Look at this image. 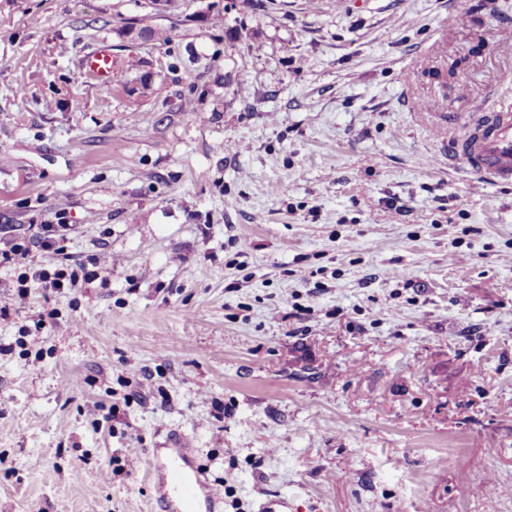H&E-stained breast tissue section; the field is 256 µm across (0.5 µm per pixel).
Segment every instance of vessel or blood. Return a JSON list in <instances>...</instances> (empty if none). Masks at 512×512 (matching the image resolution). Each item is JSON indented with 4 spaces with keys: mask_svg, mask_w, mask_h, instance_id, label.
I'll return each instance as SVG.
<instances>
[{
    "mask_svg": "<svg viewBox=\"0 0 512 512\" xmlns=\"http://www.w3.org/2000/svg\"><path fill=\"white\" fill-rule=\"evenodd\" d=\"M114 61L107 47L82 59V66L99 81L112 75ZM449 161H463L468 171L490 185H512V112L483 115L465 123L448 141ZM149 475L158 479L162 512H218L220 498L203 479L191 449L159 448L147 459Z\"/></svg>",
    "mask_w": 512,
    "mask_h": 512,
    "instance_id": "b4317fda",
    "label": "vessel or blood"
}]
</instances>
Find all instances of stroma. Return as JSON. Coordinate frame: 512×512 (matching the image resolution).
<instances>
[{
	"instance_id": "35a3bbf8",
	"label": "stroma",
	"mask_w": 512,
	"mask_h": 512,
	"mask_svg": "<svg viewBox=\"0 0 512 512\" xmlns=\"http://www.w3.org/2000/svg\"><path fill=\"white\" fill-rule=\"evenodd\" d=\"M508 102L512 0H0V249L112 256L0 320V512H154L173 435L220 512H512V186L448 161ZM82 66L99 81L105 82L112 75V67L114 66L112 52L106 46H100L83 57ZM64 225L61 224H43L41 225L39 236L36 240L35 247L39 246L40 249L51 256L59 251V239L60 231L64 229ZM80 269L83 273L82 277L84 281H90L93 279H102V275L108 270V267L112 265V257H108L104 254H93L86 257V261L79 263Z\"/></svg>"
}]
</instances>
